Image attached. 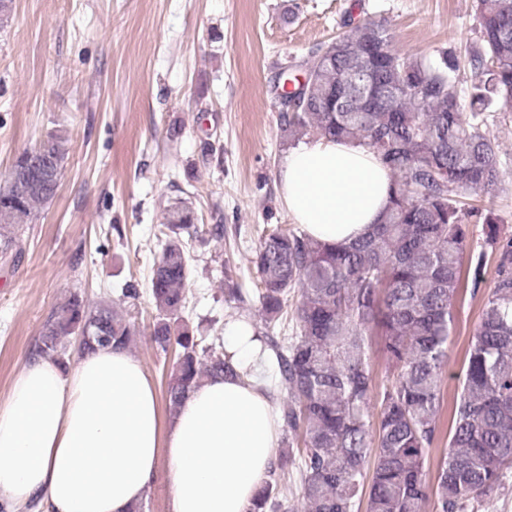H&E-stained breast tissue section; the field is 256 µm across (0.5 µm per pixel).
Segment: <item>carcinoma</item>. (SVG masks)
<instances>
[{"instance_id": "obj_1", "label": "carcinoma", "mask_w": 512, "mask_h": 512, "mask_svg": "<svg viewBox=\"0 0 512 512\" xmlns=\"http://www.w3.org/2000/svg\"><path fill=\"white\" fill-rule=\"evenodd\" d=\"M475 2L480 47L463 60L452 50L435 63L404 56L391 29L370 19L312 52L306 89L296 81L281 90L298 98L279 113L290 141L357 143L389 168L393 191L381 222L360 240L323 243L277 227L255 251L265 324L289 314L295 328L263 336L287 394L289 436L249 512H295L278 496L295 451L305 512H468L512 469V233L494 207L501 170L491 133L512 112V0ZM361 70L364 79L351 83ZM384 90L397 91L394 102L370 97ZM69 153V136L57 130L16 156L0 182V258L55 197ZM160 232L148 340L170 357L163 398L172 410L201 380L240 373L183 322L188 245L203 234L193 208L171 205ZM490 262L493 286L445 424L454 307L462 281L477 295ZM137 333L112 301L91 306L74 292L52 308L31 355L65 366L74 351L127 349ZM377 354L392 380L378 382ZM444 439L431 476L429 450Z\"/></svg>"}]
</instances>
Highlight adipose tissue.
I'll return each mask as SVG.
<instances>
[{
    "label": "adipose tissue",
    "instance_id": "obj_1",
    "mask_svg": "<svg viewBox=\"0 0 512 512\" xmlns=\"http://www.w3.org/2000/svg\"><path fill=\"white\" fill-rule=\"evenodd\" d=\"M289 215L321 242H351L380 222L392 177L372 152L323 138L289 150L279 174ZM242 376L213 377L161 411L140 361L105 348L68 367L26 366L0 400V500L46 512H130L167 466L169 512H247L280 442L253 328H224Z\"/></svg>",
    "mask_w": 512,
    "mask_h": 512
}]
</instances>
